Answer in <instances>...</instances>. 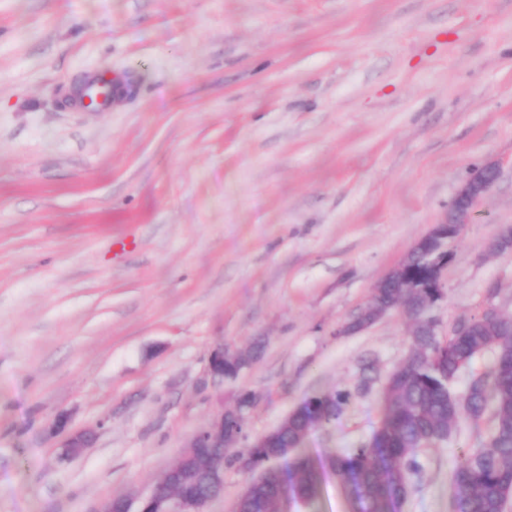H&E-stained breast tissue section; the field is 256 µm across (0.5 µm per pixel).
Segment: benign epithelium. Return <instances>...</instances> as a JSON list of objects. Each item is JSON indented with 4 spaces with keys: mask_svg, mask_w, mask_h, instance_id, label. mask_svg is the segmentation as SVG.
<instances>
[{
    "mask_svg": "<svg viewBox=\"0 0 512 512\" xmlns=\"http://www.w3.org/2000/svg\"><path fill=\"white\" fill-rule=\"evenodd\" d=\"M498 175V168L494 165L485 166L476 171L459 188L450 215L439 224L433 226L431 231L417 242L419 246L426 241H434L438 250L431 258V266L438 276L439 287H444L443 272L448 263L443 258L448 255L446 245L449 240L456 238L469 223L474 206L485 198L494 185ZM208 370L219 381H224V346H215L209 356ZM233 420L243 423L240 411H219L209 425L197 432L181 457V460L194 459L204 448L224 447L225 423ZM206 469L214 484V493L209 497H197L186 493H178L171 487L181 479L178 466L167 469L159 477L153 491L141 502L138 512H206L207 504L222 496L224 493V457L212 456L205 460Z\"/></svg>",
    "mask_w": 512,
    "mask_h": 512,
    "instance_id": "1",
    "label": "benign epithelium"
}]
</instances>
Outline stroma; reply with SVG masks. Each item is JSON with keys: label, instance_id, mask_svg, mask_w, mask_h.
<instances>
[{"label": "stroma", "instance_id": "obj_1", "mask_svg": "<svg viewBox=\"0 0 512 512\" xmlns=\"http://www.w3.org/2000/svg\"><path fill=\"white\" fill-rule=\"evenodd\" d=\"M92 70L109 111L75 102ZM488 164L442 336L512 314V0H0V512L136 510L246 391L240 447L334 391L308 453L366 441L411 323L341 328ZM488 429L424 449L403 512H450ZM224 346H215L209 356L208 370L210 374L220 382H224V375H235L246 363L243 357L226 352L224 357Z\"/></svg>", "mask_w": 512, "mask_h": 512}]
</instances>
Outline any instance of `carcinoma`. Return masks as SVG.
<instances>
[{
  "label": "carcinoma",
  "instance_id": "carcinoma-1",
  "mask_svg": "<svg viewBox=\"0 0 512 512\" xmlns=\"http://www.w3.org/2000/svg\"><path fill=\"white\" fill-rule=\"evenodd\" d=\"M416 274L414 287L386 282L371 296L379 313L403 307L414 320L410 352L383 387L381 419L370 438L345 453L317 461L305 451L307 437L336 422L347 404L341 392L305 397L275 428L272 439L257 440L245 449L254 470L269 466L273 450L290 448L284 466L270 471L238 498L240 512H288V505H312L322 479L331 471L344 485L352 512H399L417 489L423 448L448 442L465 423L492 426L479 448L465 449L450 474L452 512H507L512 502V317L483 311L448 335L434 334L427 317L444 295L433 286L428 254L415 249L407 258ZM486 351L492 365L470 375L464 400L455 398L451 383ZM243 429L224 440V447L207 452L235 459Z\"/></svg>",
  "mask_w": 512,
  "mask_h": 512
}]
</instances>
